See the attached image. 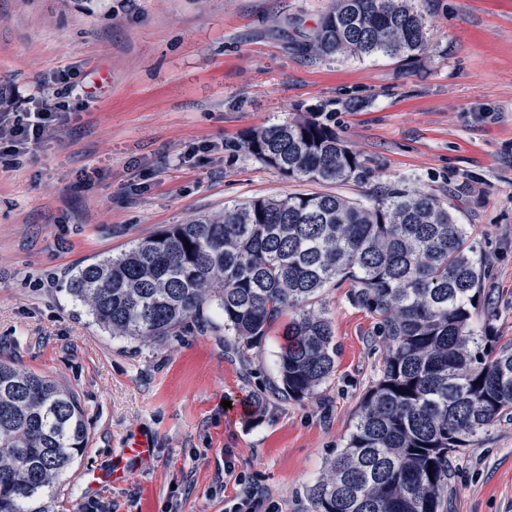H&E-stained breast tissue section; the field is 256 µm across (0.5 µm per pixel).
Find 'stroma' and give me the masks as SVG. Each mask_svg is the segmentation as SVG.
<instances>
[{
  "instance_id": "35a3bbf8",
  "label": "stroma",
  "mask_w": 512,
  "mask_h": 512,
  "mask_svg": "<svg viewBox=\"0 0 512 512\" xmlns=\"http://www.w3.org/2000/svg\"><path fill=\"white\" fill-rule=\"evenodd\" d=\"M332 0H0V84L24 109L70 71L68 122L19 158H0V358L76 392L87 449L62 481L61 512H224L225 461L278 512L341 449L379 373L375 315L350 283L323 305L339 346L318 398L271 389L284 344L274 323L246 359L224 349L213 310L176 336L138 342L94 324L69 293L79 265L173 224L259 197L308 191L238 147L305 112L343 135L370 170L339 193L421 188L458 206L489 267L493 331L512 342V0H418V59L306 53ZM155 456L117 486L85 493L126 438ZM449 512H512V421L457 460Z\"/></svg>"
}]
</instances>
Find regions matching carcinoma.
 <instances>
[{"label": "carcinoma", "instance_id": "carcinoma-1", "mask_svg": "<svg viewBox=\"0 0 512 512\" xmlns=\"http://www.w3.org/2000/svg\"><path fill=\"white\" fill-rule=\"evenodd\" d=\"M427 46L415 0H333L306 50L408 60ZM240 148L294 181L368 178L316 113L253 130ZM487 277L470 225L442 198L389 185L364 202L298 193L174 224L77 267L69 291L113 337L137 340L172 336L214 304L224 346L242 357L288 312L278 393L301 401L336 368V336L316 304L351 281L350 301L379 317L386 351L304 512H448L453 459L512 419V344L492 334ZM87 441L73 390L0 360V512H56Z\"/></svg>", "mask_w": 512, "mask_h": 512}]
</instances>
